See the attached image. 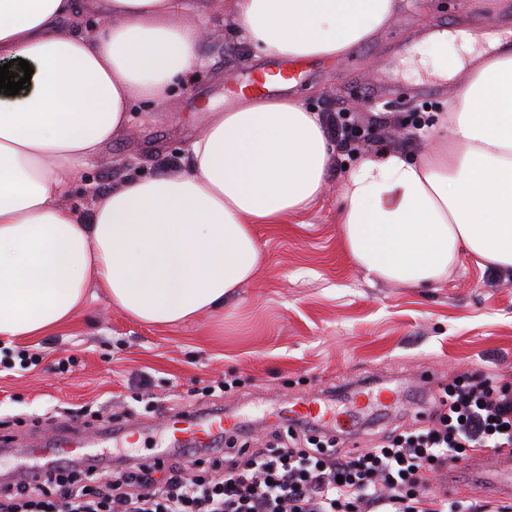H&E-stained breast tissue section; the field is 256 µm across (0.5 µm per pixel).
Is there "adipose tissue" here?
I'll return each instance as SVG.
<instances>
[{
    "label": "adipose tissue",
    "mask_w": 512,
    "mask_h": 512,
    "mask_svg": "<svg viewBox=\"0 0 512 512\" xmlns=\"http://www.w3.org/2000/svg\"><path fill=\"white\" fill-rule=\"evenodd\" d=\"M419 0H225L240 38L282 60L336 59ZM103 20L86 28L88 12ZM462 41L471 67L410 158L360 154L340 185L342 245L378 280L428 287L464 257L512 272V42ZM184 0H0V63L32 88L0 92V338L70 321L103 288L141 322L214 310L263 261L255 227L312 208L334 161L318 113L297 98L244 96L207 109L185 169L133 177L81 215L62 200L93 157L134 129L131 105L164 103L200 65Z\"/></svg>",
    "instance_id": "ef3b65f1"
}]
</instances>
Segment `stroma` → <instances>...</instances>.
Returning a JSON list of instances; mask_svg holds the SVG:
<instances>
[{"mask_svg": "<svg viewBox=\"0 0 512 512\" xmlns=\"http://www.w3.org/2000/svg\"><path fill=\"white\" fill-rule=\"evenodd\" d=\"M204 30L199 77L160 107H133L135 133L119 136L93 158L83 182L63 203L89 213L95 198L128 177L181 168L200 128L202 110L234 104L230 87L277 68L254 56L236 32L223 0L200 18ZM485 36L512 30V0H425L420 11L397 15L345 56L318 62L292 96L320 113L349 112L362 135L419 154L428 142L416 117L433 121L447 111L453 82L437 72L456 63L426 42L435 29ZM357 152L337 151L322 197L305 214L269 229L259 227L265 262L223 310L173 327L144 324L90 288L72 321L45 335L0 341V484L36 464L29 449L49 420L95 415L136 427V438L104 439L92 453L111 464L114 452L143 458L168 447L165 416L150 417L147 397L173 413H222L248 426L236 444L264 447L281 412L316 400L337 418L358 423V446L388 444L421 426L431 398L448 383L482 369L512 392V273L466 259L448 279L428 288L367 276L345 255L339 238V187ZM41 352L42 363L16 368L20 350ZM70 360L69 372L52 369ZM434 380L422 386L419 376ZM231 390L197 406L195 396L217 382Z\"/></svg>", "mask_w": 512, "mask_h": 512, "instance_id": "stroma-1", "label": "stroma"}]
</instances>
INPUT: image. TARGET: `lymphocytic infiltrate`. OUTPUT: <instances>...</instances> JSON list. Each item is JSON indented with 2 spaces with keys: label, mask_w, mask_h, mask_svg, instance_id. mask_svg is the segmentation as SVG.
<instances>
[{
  "label": "lymphocytic infiltrate",
  "mask_w": 512,
  "mask_h": 512,
  "mask_svg": "<svg viewBox=\"0 0 512 512\" xmlns=\"http://www.w3.org/2000/svg\"><path fill=\"white\" fill-rule=\"evenodd\" d=\"M431 424L360 453L319 424L307 441L295 427L264 448H225L204 475L196 452L158 467L115 474L48 468L40 481L0 492V512H508L489 502L442 493L433 471L474 452L512 447V395L487 372L448 388Z\"/></svg>",
  "instance_id": "f902f5d3"
}]
</instances>
